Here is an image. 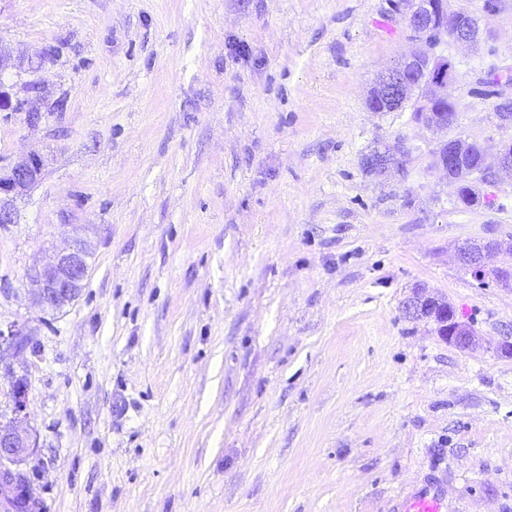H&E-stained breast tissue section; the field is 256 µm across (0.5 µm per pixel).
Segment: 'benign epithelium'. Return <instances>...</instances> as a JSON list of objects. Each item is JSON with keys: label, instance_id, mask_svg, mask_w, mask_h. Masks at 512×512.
Listing matches in <instances>:
<instances>
[{"label": "benign epithelium", "instance_id": "1", "mask_svg": "<svg viewBox=\"0 0 512 512\" xmlns=\"http://www.w3.org/2000/svg\"><path fill=\"white\" fill-rule=\"evenodd\" d=\"M395 9L420 47L404 58L400 65L389 68L378 78L367 97L366 106L371 112L398 111L414 99L420 86L425 85L428 95L417 100L422 111L416 124L435 130L433 111L426 107V103L441 95L455 75L453 65L448 63L447 56L438 52V47L445 37L465 47L475 43L479 32L478 20L457 10L441 9L438 0H397ZM468 146L469 141L465 137L440 143L437 149L440 170L464 176L461 160ZM406 156V144L402 142L396 153L385 151L377 159L370 156L366 165L372 167L380 163L385 169L398 167ZM496 161L498 170L512 173L511 140L498 145ZM42 171L41 158L31 154L19 158L6 171L0 172L1 228L18 222L17 201L40 180ZM509 254H512V241L509 239L465 242L457 248L458 262L467 270H496L498 266L489 264V259ZM89 257L85 242L75 239L49 259L34 265L27 273L33 290V304L42 309L60 310L75 301L84 288ZM403 312L411 319L433 317L446 329L445 340L458 348L468 349L475 343L474 330L457 320L453 307L446 301L426 295L421 289L408 297ZM27 417V402L18 390L14 396V417L8 424H0V508L3 512H11L15 479L25 473L21 465L30 456L31 448L35 447Z\"/></svg>", "mask_w": 512, "mask_h": 512}]
</instances>
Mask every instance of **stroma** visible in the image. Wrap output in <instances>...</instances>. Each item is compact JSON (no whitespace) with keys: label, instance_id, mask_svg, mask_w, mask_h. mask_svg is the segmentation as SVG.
<instances>
[{"label":"stroma","instance_id":"35a3bbf8","mask_svg":"<svg viewBox=\"0 0 512 512\" xmlns=\"http://www.w3.org/2000/svg\"><path fill=\"white\" fill-rule=\"evenodd\" d=\"M456 63L452 135L512 140L479 78L512 68V0ZM391 0H0V166L42 157L0 228V422L27 399L39 512H512V288L459 245L512 237V176L455 206L439 134L372 112L415 50ZM40 88L38 121L18 104ZM411 139L402 168L364 159ZM79 297L26 274L73 237ZM479 338L402 310L415 288ZM443 500L435 492L422 489L407 497L401 512H443Z\"/></svg>","mask_w":512,"mask_h":512}]
</instances>
